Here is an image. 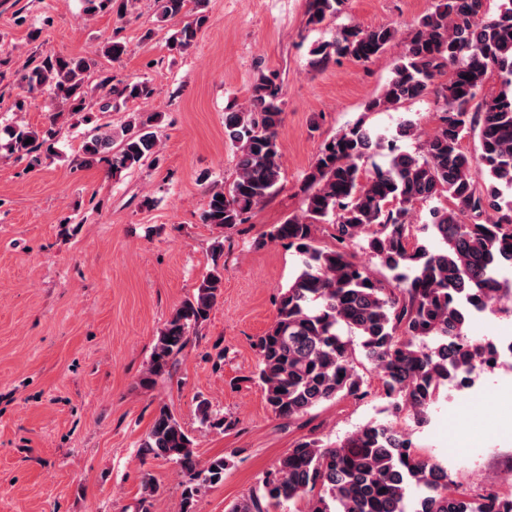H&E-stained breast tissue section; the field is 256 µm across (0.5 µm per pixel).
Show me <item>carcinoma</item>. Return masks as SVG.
Returning <instances> with one entry per match:
<instances>
[{"mask_svg": "<svg viewBox=\"0 0 512 512\" xmlns=\"http://www.w3.org/2000/svg\"><path fill=\"white\" fill-rule=\"evenodd\" d=\"M344 0H308L309 25L340 12ZM160 17L182 15L188 0H157ZM485 0H437L407 39L393 75L369 104L375 111L396 110L434 94L440 108L435 131L415 150L390 147L383 168L361 178V163L383 147L386 135L359 120L327 140L305 177V208L266 232L271 243L285 242L298 266L279 289L276 316L258 337L256 379L267 407L294 420L344 396L363 400L370 391L358 367L365 359L378 379V393L417 424L428 422L440 385L466 380L485 346L467 336L468 315L512 296L501 288L497 270L512 268V0L489 16ZM205 14L174 30L172 51L194 45ZM390 27L341 29L312 49V63L333 58L367 63L394 40ZM94 61L46 54L19 73L30 95L49 90L62 111L85 110L86 76ZM496 71L503 89L480 95L488 73ZM442 82H437V79ZM101 112L112 100L147 101L149 81L105 78ZM155 117L128 123L114 133L107 124L84 134L85 162H106L119 178L156 152L151 131ZM284 104L277 75H263L248 104L224 113V132L236 149V177L211 195L202 213L205 224L230 228L281 188L279 130ZM13 153L31 154L53 139L49 127L24 125L5 130ZM32 143L25 144L27 139ZM472 139L473 149L463 147ZM484 176L487 186L475 180ZM223 199H218V196ZM445 200L431 210L423 229L440 243L434 248L409 239V218L420 203ZM332 228L336 247L320 245L317 225ZM365 249L391 273L379 278L348 250ZM224 269L214 266L195 292L175 310L157 336L141 385L152 386L169 372L222 296ZM201 424L224 426L210 403L198 401ZM139 454L178 467L184 480L179 512H196L205 487L224 481L230 462L223 456L198 459L194 437L165 404L141 439ZM159 491L148 472L141 476L138 512H150ZM308 501L307 512H512V489L487 488L474 494L452 479L436 460L423 455L410 438L389 424L370 422L336 446L300 439L266 472L259 487L229 512H269L272 506Z\"/></svg>", "mask_w": 512, "mask_h": 512, "instance_id": "cac0c4a2", "label": "carcinoma"}]
</instances>
